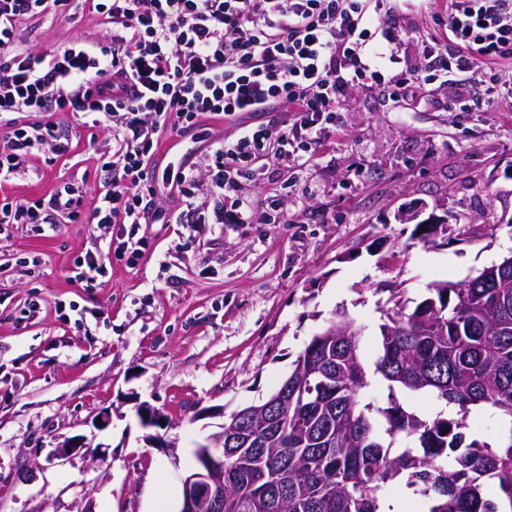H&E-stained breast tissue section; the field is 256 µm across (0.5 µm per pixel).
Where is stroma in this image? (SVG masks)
Instances as JSON below:
<instances>
[{
	"label": "stroma",
	"instance_id": "obj_1",
	"mask_svg": "<svg viewBox=\"0 0 512 512\" xmlns=\"http://www.w3.org/2000/svg\"><path fill=\"white\" fill-rule=\"evenodd\" d=\"M18 34L48 53L111 40L87 0L22 21ZM445 96L395 102L384 88L357 87L340 132L306 166L244 181L243 211L276 207L287 223L142 225L150 247L138 266L113 260L93 288L70 275L77 256L111 237L91 212L112 128L68 115L69 150L0 184L19 201L69 180L83 189L77 221L50 237L22 225L0 244V512H179L181 495L161 506L158 491L182 484L196 442L224 414L272 394L335 314L377 327L392 293L417 299L512 254V100L450 112ZM232 131L205 117L192 136L162 138L167 163L147 168L159 207L184 208L168 195L169 163L203 168L209 144ZM404 212L448 221L424 235L400 221ZM60 300L100 316L61 321ZM143 403L171 421L165 447L141 426ZM105 414L110 424L97 427ZM76 437L85 447L54 457Z\"/></svg>",
	"mask_w": 512,
	"mask_h": 512
}]
</instances>
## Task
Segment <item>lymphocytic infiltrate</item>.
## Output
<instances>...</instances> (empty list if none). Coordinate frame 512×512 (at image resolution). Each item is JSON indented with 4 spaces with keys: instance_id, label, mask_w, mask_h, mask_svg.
<instances>
[{
    "instance_id": "f902f5d3",
    "label": "lymphocytic infiltrate",
    "mask_w": 512,
    "mask_h": 512,
    "mask_svg": "<svg viewBox=\"0 0 512 512\" xmlns=\"http://www.w3.org/2000/svg\"><path fill=\"white\" fill-rule=\"evenodd\" d=\"M70 0H0V112H82L112 124V157L101 165L93 218L116 227L106 249L74 262L86 287L106 277L112 256L137 266L149 244L143 224L164 215L145 185L162 133L182 134L205 115H238L287 105L289 124L248 125L213 141L205 173L182 171L169 189L189 200L207 181L209 203L187 224L240 223L244 179L280 164L307 165L313 145L338 131L345 97L380 85L393 100L448 90V109L473 111V92L512 98V0H96L112 43L72 42L53 53L18 47L21 20ZM430 15L441 36H420L425 66L396 54L388 17ZM69 140L55 123L13 128L0 145V183L33 157L62 155ZM82 189L68 183L31 202L0 198V236L33 224L41 236L75 220Z\"/></svg>"
}]
</instances>
